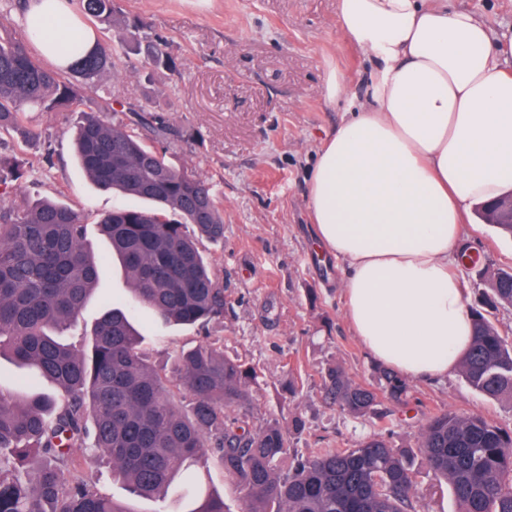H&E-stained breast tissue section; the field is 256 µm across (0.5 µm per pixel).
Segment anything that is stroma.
<instances>
[{
    "mask_svg": "<svg viewBox=\"0 0 512 512\" xmlns=\"http://www.w3.org/2000/svg\"><path fill=\"white\" fill-rule=\"evenodd\" d=\"M125 15L166 39L175 71L138 69L121 26L87 22L95 38L109 39L124 70L103 82L112 99L110 121L132 124L139 111L164 117L171 134V160L195 171L224 202V242L208 246L212 271L229 305L207 329L161 324L147 310L138 319L152 360L211 336L224 353L262 372L250 408L251 424L300 414L305 432L293 441L304 454L347 448L373 433L370 420L341 413L329 399L322 376L342 365L355 380H375L368 356L343 314L342 272L335 260L320 259L308 209L309 174L316 151L335 131L346 101L324 99L329 69L364 92L369 66L360 53L337 39L336 0H119ZM74 112H29L25 123L38 131L26 143L7 141L5 154L31 161L51 155V166L24 186L29 198H57L96 217L128 205V198L97 190L76 163L70 129ZM463 241L476 265L458 268L467 299L483 286L484 268L512 266V240L473 219ZM119 269L106 268L93 299L82 312L93 325L108 299L127 295ZM298 378V393L283 387ZM418 414L395 427L393 442L413 449L419 428L432 413L481 415L512 427V400H493L474 391L458 372L413 383ZM82 475L95 490L111 495L130 512H157L153 500L131 496L111 466L84 450ZM424 512H456L444 480L417 464ZM210 488L224 497L227 512H241L243 495L223 470L191 468L178 481L169 512Z\"/></svg>",
    "mask_w": 512,
    "mask_h": 512,
    "instance_id": "35a3bbf8",
    "label": "stroma"
}]
</instances>
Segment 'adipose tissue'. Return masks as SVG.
I'll list each match as a JSON object with an SVG mask.
<instances>
[{
    "mask_svg": "<svg viewBox=\"0 0 512 512\" xmlns=\"http://www.w3.org/2000/svg\"><path fill=\"white\" fill-rule=\"evenodd\" d=\"M340 40L373 67L321 144L309 209L343 264L345 315L369 355L401 375L452 372L473 337L453 267L474 208L512 191V25L448 0H336ZM27 32L49 62L94 39L68 0H39Z\"/></svg>",
    "mask_w": 512,
    "mask_h": 512,
    "instance_id": "adipose-tissue-1",
    "label": "adipose tissue"
}]
</instances>
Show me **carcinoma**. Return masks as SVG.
Wrapping results in <instances>:
<instances>
[{
    "label": "carcinoma",
    "mask_w": 512,
    "mask_h": 512,
    "mask_svg": "<svg viewBox=\"0 0 512 512\" xmlns=\"http://www.w3.org/2000/svg\"><path fill=\"white\" fill-rule=\"evenodd\" d=\"M81 12L102 23L120 14L117 0H79ZM130 43L145 45L143 68L176 71L166 41L125 22ZM68 52L66 67L44 62L33 44L0 35V136L29 139L27 112L79 113L78 162L103 191L142 199L149 208L119 207L95 224L112 245L129 294L107 302L94 325L79 330L103 264L86 241L88 219L66 203L29 200L21 183L38 173L16 156L0 155V356L53 383L49 395L22 382L0 389V512H130L92 490L80 476L77 449L91 448L139 497L164 502L178 475L209 460L245 493L243 512H420L413 455L438 473L458 512H512V427L481 416L433 414L420 427L415 454L395 447L399 425L390 401L410 408L408 379L376 368L377 385L351 378L342 365L323 376L330 399L378 432L349 448L297 455L290 437L305 421L292 415L254 429L249 409L260 371L224 355L219 339L177 351L154 364L134 324L143 308L165 324L199 325L224 317L228 301L203 249L224 241V204L208 181L172 162L121 123L100 94L117 67L112 44L97 41ZM162 141L159 115L135 113ZM512 307V267L500 268L471 308L475 337L460 374L490 399H512V339L492 317ZM66 331L77 340L62 339ZM189 512H224V497L208 491Z\"/></svg>",
    "instance_id": "1"
}]
</instances>
